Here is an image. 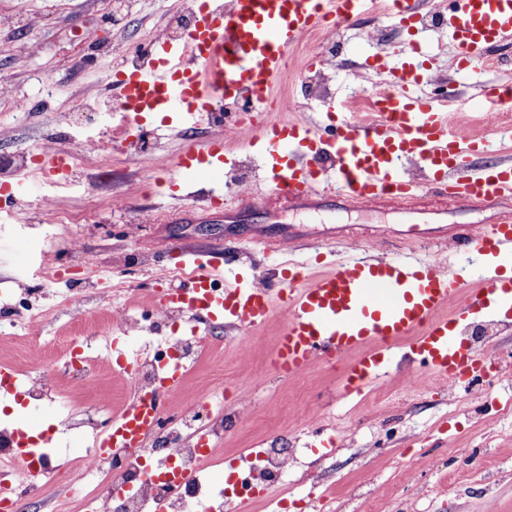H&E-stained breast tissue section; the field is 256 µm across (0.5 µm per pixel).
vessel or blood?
<instances>
[{
    "label": "vessel or blood",
    "mask_w": 512,
    "mask_h": 512,
    "mask_svg": "<svg viewBox=\"0 0 512 512\" xmlns=\"http://www.w3.org/2000/svg\"><path fill=\"white\" fill-rule=\"evenodd\" d=\"M374 0H199L193 24L179 44L146 43L138 61L125 66L112 82L114 110L123 112L126 129L140 126L145 114L169 112L188 124L246 101L254 111H284L272 99L275 80L294 60L292 49L310 34L354 20ZM400 25L415 30V0H395L389 11ZM457 67H479L489 50L512 34V0H450L446 19ZM429 53L420 41L401 52L375 54L365 68L383 78L386 88L375 95L369 121L329 120L250 126L246 141L266 159L265 182L272 193L295 204H317L331 195L343 202L372 208L387 202L410 209L417 185L405 163L423 164L428 185L437 196L457 203H494L512 197V163L497 161L473 167L465 155L486 151L483 140L452 130L444 103L447 90L429 94ZM480 107L488 115L512 109V86L487 91ZM224 134L190 146L178 169L184 182L206 181L214 189L206 204L216 202L222 170L205 166L204 157H222ZM336 160L328 174L321 157ZM44 176L62 183L72 170L59 154L46 156ZM454 245L499 270L512 267V215L495 224L461 225ZM183 263L196 272L178 287L159 294V310H177L197 331L229 324L257 330L281 312L283 324L272 352V366L292 377L318 362L350 355L343 370L346 390L361 391L379 379L389 352L402 340L419 356L435 383L469 378L480 382L488 355L459 338L461 322L474 308L512 302V276L488 277L479 291L463 288L462 273L444 262L443 249L424 259L353 258L335 269L305 280L300 266L281 271L276 286L236 274L235 283L217 291L216 280L200 270V259L177 246ZM158 412L156 400L129 405L115 415L99 448L142 450ZM29 420L16 428L22 441L14 450L30 480L41 472Z\"/></svg>",
    "instance_id": "vessel-or-blood-1"
}]
</instances>
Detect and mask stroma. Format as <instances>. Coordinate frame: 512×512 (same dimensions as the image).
I'll list each match as a JSON object with an SVG mask.
<instances>
[{"label": "stroma", "instance_id": "1", "mask_svg": "<svg viewBox=\"0 0 512 512\" xmlns=\"http://www.w3.org/2000/svg\"><path fill=\"white\" fill-rule=\"evenodd\" d=\"M186 6L187 0H130L116 18L113 0H0V153L12 158L0 180L25 186L24 196L0 206V297L18 301L24 288L42 310L37 317L0 326V364L23 375L40 365L75 401L68 413L20 394L14 404L0 402V427L31 415L34 432L51 434L49 457L55 466L92 447L87 416L111 417L125 403L126 381L113 375L107 354L132 350L150 359L164 347L159 337L128 341L122 326L107 339L98 327L117 312L128 321L149 323L157 290L179 286L180 277L168 271L179 257L166 250V243L213 251L215 263L224 267V284L235 272L223 264V247L246 246L257 232L293 233L303 242L300 257L313 273L359 255L351 241L355 235L375 242L376 254L387 258L428 255L422 242L403 240L409 219L387 205L314 210L275 200L235 223L204 211L193 186L179 182L177 162L188 145L218 132L213 121L200 120L186 131L160 115L147 119L145 129L153 138L149 151H142L135 138H125L109 171L96 166L99 147L123 126L121 117L104 109L114 73L136 45L166 31ZM315 37L336 47L335 94L303 102L297 93L302 71L291 68L274 84L275 94L288 101L279 120L321 124L331 112L340 120L368 119L364 101L376 78L363 63L392 51L403 36L375 8L353 24ZM424 41L435 77L452 83L457 93L449 108L454 129L487 135L492 158L512 160V112L498 113L488 123L476 108L485 89L512 84V40L468 73L458 71L445 28L426 30ZM16 99L37 108L18 115L12 109ZM77 103L82 106L78 112L73 109ZM34 151L66 154L71 179L58 184L24 165L23 156ZM223 171L236 178L240 190L265 188L264 159L250 146L231 143ZM59 211L74 215V222L56 223ZM509 212L512 200L495 206L452 202L432 222L448 239L456 225L491 224ZM337 234L342 240L335 254L319 253V246ZM63 257L76 266L68 285L55 279ZM468 323L494 326L486 343L496 355L486 364L493 384L428 383L404 343L394 348L388 375L359 392L344 391L340 358L282 377L270 364L281 326L276 316L246 334L226 325L212 328L208 354L184 382L183 396L220 385L225 402L236 399L249 406V415L224 434L225 463L275 435L299 450L306 479L287 498L288 512H307V502L325 485L334 492L321 512H512V414L501 410L512 395V311L483 310L471 314ZM29 331L39 336L41 350L19 343ZM65 336L98 356L95 391L82 392L64 370ZM244 341L252 345L246 353L240 348ZM306 414L313 427L297 434L296 424ZM322 435L335 442L327 456L318 442Z\"/></svg>", "mask_w": 512, "mask_h": 512}]
</instances>
